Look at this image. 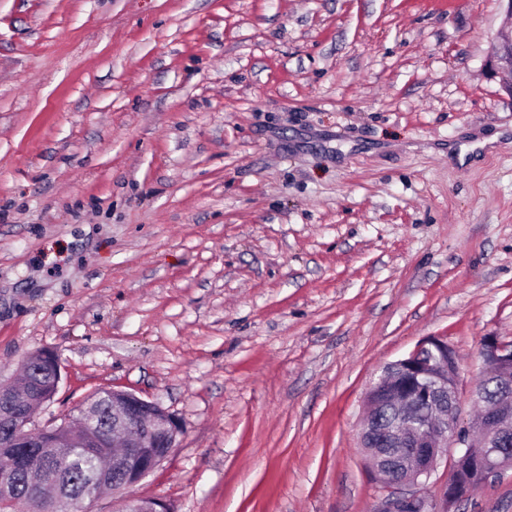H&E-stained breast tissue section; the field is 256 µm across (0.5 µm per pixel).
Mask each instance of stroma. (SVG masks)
I'll list each match as a JSON object with an SVG mask.
<instances>
[{
    "label": "stroma",
    "instance_id": "1",
    "mask_svg": "<svg viewBox=\"0 0 512 512\" xmlns=\"http://www.w3.org/2000/svg\"><path fill=\"white\" fill-rule=\"evenodd\" d=\"M502 0H0V384L158 402L174 512H372L365 393L512 340ZM451 512H512V469ZM486 66L493 76L512 72V31L492 44ZM56 378V371L46 365L31 361L30 367L27 363L24 366L20 382L26 383L30 379V386L35 390L38 397L52 396L54 397L53 382Z\"/></svg>",
    "mask_w": 512,
    "mask_h": 512
}]
</instances>
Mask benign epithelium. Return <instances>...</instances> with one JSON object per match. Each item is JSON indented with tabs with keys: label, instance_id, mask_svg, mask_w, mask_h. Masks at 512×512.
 <instances>
[{
	"label": "benign epithelium",
	"instance_id": "7a95c632",
	"mask_svg": "<svg viewBox=\"0 0 512 512\" xmlns=\"http://www.w3.org/2000/svg\"><path fill=\"white\" fill-rule=\"evenodd\" d=\"M486 66L492 75L512 72V34L502 36L493 43ZM448 344L439 337H431L418 344L407 356L396 360L406 375L410 386L432 383L435 394L427 397L430 404V422L420 424L413 411L415 395L403 394L390 401L394 417L385 430L388 447L396 449L395 462L405 474L399 482H384L382 476L389 472L390 458L377 448L371 449V465L374 478L382 486V494L376 501L374 512H447L438 504L448 505L464 499L452 484L440 486L439 496L429 493L426 480L438 470L441 463L452 458H469L478 468L484 481H489L508 469L498 445L512 435V394L496 403L485 405L482 387L475 385L470 400L482 406L483 414L474 422L461 421V400L457 376H448V362L443 354ZM479 353L484 368L481 378L494 377L504 383L512 382V343L502 342L496 336H486L480 342ZM13 402L22 404L23 411L0 409V423L6 434L0 440L3 449L13 450L17 438L26 434H38L32 428V407L37 402L20 396ZM368 414L360 435L361 446H366L374 426L379 404L367 402ZM156 403L125 391H112V431L110 439H119L126 448H154L163 443L174 448L180 433V425L165 410L147 415L134 424L136 411L152 409Z\"/></svg>",
	"mask_w": 512,
	"mask_h": 512
}]
</instances>
